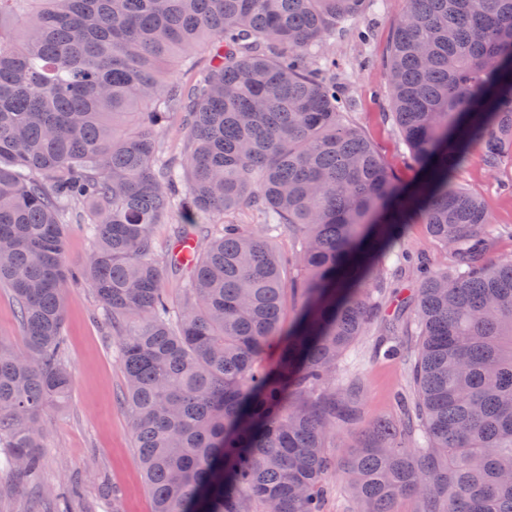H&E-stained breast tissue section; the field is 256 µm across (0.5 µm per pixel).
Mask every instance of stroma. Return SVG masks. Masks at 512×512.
<instances>
[{"instance_id":"1","label":"stroma","mask_w":512,"mask_h":512,"mask_svg":"<svg viewBox=\"0 0 512 512\" xmlns=\"http://www.w3.org/2000/svg\"><path fill=\"white\" fill-rule=\"evenodd\" d=\"M406 8V0H371L359 21L368 40L359 41L348 33L324 41L323 48L325 56L335 61L336 80L351 102L345 121L357 127L397 179L409 185L417 172L407 165L408 148L391 116L387 81L390 42ZM454 182L481 198L500 228L490 259H512V161L504 160L492 170L481 150L472 149ZM88 222L84 214L66 224L64 261L74 275L66 290L62 331L70 391L43 416L47 446L40 451L37 483L18 480L0 469V512H23L37 499L42 502L40 512H54L53 493L71 484L81 494L75 512H152L123 401L125 378L112 320L92 289L78 278L95 246L85 230ZM399 247L426 256L440 271L454 264L450 250L422 224L407 225ZM415 295V274L399 268L364 336L339 367V378L360 388L361 425L398 417L395 396L412 389L408 365L384 359L380 349L386 319L396 316L402 303L413 302Z\"/></svg>"}]
</instances>
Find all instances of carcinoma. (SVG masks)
<instances>
[{
	"instance_id": "obj_1",
	"label": "carcinoma",
	"mask_w": 512,
	"mask_h": 512,
	"mask_svg": "<svg viewBox=\"0 0 512 512\" xmlns=\"http://www.w3.org/2000/svg\"><path fill=\"white\" fill-rule=\"evenodd\" d=\"M407 2L388 91L411 186L344 122L322 64L320 44L367 0H0V285L27 346L0 344L12 473L39 472L41 414L69 391L64 216L90 203L84 279L112 317L152 512H323L336 469L353 512L412 496L419 512H512V260H487L498 228L452 180L474 146L491 169L512 159V0ZM199 51L208 74L175 83ZM175 102L184 140L165 159ZM243 209L264 234L212 235ZM413 221L455 265L415 267L412 412L360 428L336 366ZM157 224L194 242L189 261L158 254ZM289 287L301 307L285 329Z\"/></svg>"
}]
</instances>
